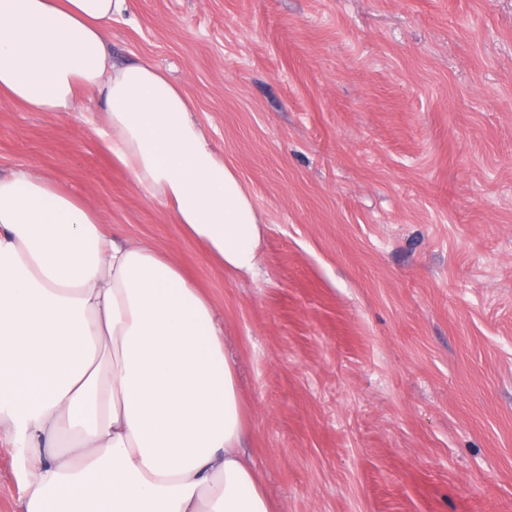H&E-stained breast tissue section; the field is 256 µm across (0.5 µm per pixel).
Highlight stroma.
Segmentation results:
<instances>
[{
	"label": "stroma",
	"instance_id": "35a3bbf8",
	"mask_svg": "<svg viewBox=\"0 0 512 512\" xmlns=\"http://www.w3.org/2000/svg\"><path fill=\"white\" fill-rule=\"evenodd\" d=\"M120 58L183 85L267 229L216 264L78 112L0 105L32 169L224 315L284 512H512V0H134ZM0 448V512H23Z\"/></svg>",
	"mask_w": 512,
	"mask_h": 512
}]
</instances>
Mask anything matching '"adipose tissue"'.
Returning <instances> with one entry per match:
<instances>
[{
	"instance_id": "adipose-tissue-1",
	"label": "adipose tissue",
	"mask_w": 512,
	"mask_h": 512,
	"mask_svg": "<svg viewBox=\"0 0 512 512\" xmlns=\"http://www.w3.org/2000/svg\"><path fill=\"white\" fill-rule=\"evenodd\" d=\"M128 0H0V103L99 100L104 150L226 271L265 223L152 60L110 49ZM46 177L0 176V446L27 449L23 512H283L244 451L237 365L211 300L150 241Z\"/></svg>"
}]
</instances>
